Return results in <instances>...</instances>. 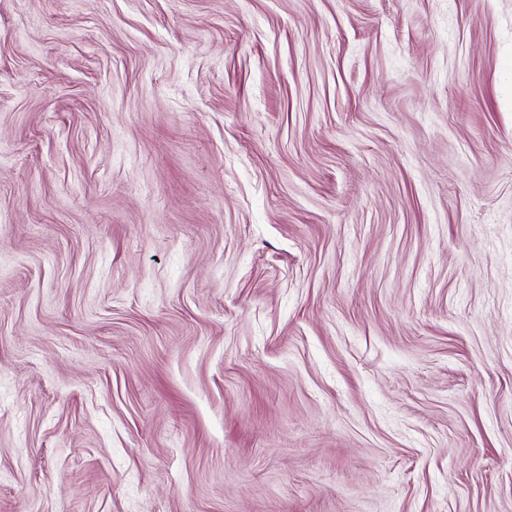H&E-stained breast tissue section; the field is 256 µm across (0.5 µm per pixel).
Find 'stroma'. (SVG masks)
I'll use <instances>...</instances> for the list:
<instances>
[{"label":"stroma","mask_w":512,"mask_h":512,"mask_svg":"<svg viewBox=\"0 0 512 512\" xmlns=\"http://www.w3.org/2000/svg\"><path fill=\"white\" fill-rule=\"evenodd\" d=\"M0 512H512V0H0Z\"/></svg>","instance_id":"35a3bbf8"}]
</instances>
